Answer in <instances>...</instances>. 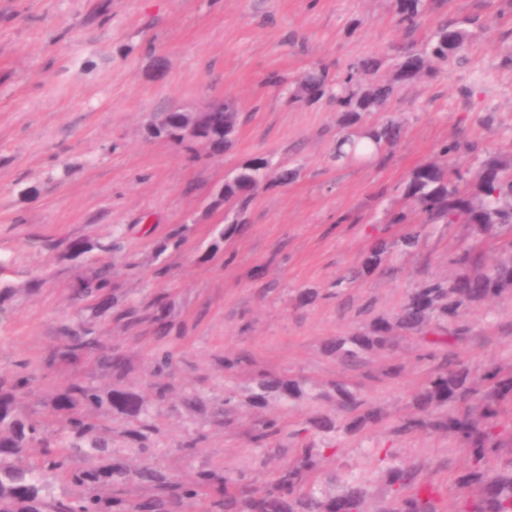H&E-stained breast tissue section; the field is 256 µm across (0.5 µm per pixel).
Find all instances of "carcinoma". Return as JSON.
Segmentation results:
<instances>
[{
	"instance_id": "cac0c4a2",
	"label": "carcinoma",
	"mask_w": 512,
	"mask_h": 512,
	"mask_svg": "<svg viewBox=\"0 0 512 512\" xmlns=\"http://www.w3.org/2000/svg\"><path fill=\"white\" fill-rule=\"evenodd\" d=\"M425 6L426 0H394L398 25L412 32ZM472 24V19L440 23L421 48L399 53L391 79H375L361 89L354 86L362 77L378 71L375 58L358 61L336 79L325 69L313 67L301 76L289 101L309 104L330 95L347 129L336 141L335 158H368L358 151L363 140L376 156L398 143L402 126L392 119L365 126L364 117L381 111L398 84L430 75L437 65L457 55L469 39L467 26ZM226 119L235 127L240 123V112L232 100L222 102L219 111L212 113L207 132L220 154L231 146V141L224 140ZM357 126L361 127L357 134L348 132ZM460 148L454 141L443 144L440 159L422 163L410 172L403 188L408 205L389 211L388 222L408 224L416 213L422 218V228L398 240L376 239L366 253L362 270L371 272L387 265L397 248L407 251L416 247L421 233L433 224H468L478 235L495 229L512 247V158L486 156L472 178L470 171L448 166V157ZM268 177L267 164L261 160L238 168L224 182V200L243 215L255 190ZM188 232L185 225L174 229L159 253L170 246L179 248ZM452 261L473 271L426 281L408 294L393 320L376 319L369 334L335 336L325 343V349L356 365L365 352L388 347L395 326L428 329L432 338L426 343L433 348L451 344L460 330L449 329L448 323L512 289V263L488 265L474 247L462 249ZM113 276L110 264L89 267L73 293V301L79 304L89 300L94 302L96 313L108 312L112 309ZM115 318L126 328L150 319L164 336L172 330L168 302L162 295L146 304L119 308ZM58 333L59 343L50 350L43 366L32 368L22 363L15 371L0 372V512H185L191 505L197 512H365L370 492L362 483L351 481L336 495L319 482L329 447L305 445L291 455L288 449H280L285 458L262 487L242 474L219 467L203 466L193 479L164 469L149 446L155 432L149 406H163L170 399L177 364L173 352L165 350L155 355L148 402L122 385L133 365L120 345L92 335L80 320L62 323ZM88 358L116 380L111 389L103 393L77 373L58 386H44L45 370L56 365L76 368ZM483 380L488 384L484 390L461 365L439 370L416 395L423 417L403 421L396 432L406 435L425 425L448 430L469 451L470 467L458 479L459 487L474 490L473 496L463 500L464 512H512V460L500 468L487 467L501 447V438L495 432L499 420L512 414V376L502 377L494 368L485 372ZM303 395L297 380L260 376L255 380L251 400L255 406L264 407L274 398L288 401ZM321 397L336 401V407L350 412L351 417L341 426L331 414H317L309 425L318 432L360 433L381 420L379 411L366 406L342 383H332ZM232 401L231 394L217 405L206 403L196 393L183 397L184 404L215 422L223 421L235 410ZM443 406L448 407V414L435 415ZM114 416L129 424L124 434L137 445L139 462L135 465L127 463L120 449L112 447L105 422ZM281 433L276 421L258 420L250 441L260 447L272 443ZM36 447L39 452L33 457L31 451ZM387 475L392 487L415 482L414 470L401 463L392 465ZM57 484L73 493L50 498L48 492ZM390 512H436L431 487H417L413 495L396 500Z\"/></svg>"
}]
</instances>
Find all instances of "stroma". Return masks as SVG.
Masks as SVG:
<instances>
[{"mask_svg":"<svg viewBox=\"0 0 512 512\" xmlns=\"http://www.w3.org/2000/svg\"><path fill=\"white\" fill-rule=\"evenodd\" d=\"M473 17L460 57L398 87L384 115L403 125V136L371 160L333 159L340 114L330 99L288 100L314 65L338 76L373 56L380 77L391 78L397 47L422 45L441 19ZM227 98L238 101L241 126L223 154L146 133L155 113ZM451 140L512 156V0H429L410 35L396 22L394 0H0V256L10 262L0 274L8 293L0 302V369L41 362L60 322L76 317L123 346L134 365L126 384L140 393L155 353L171 350L182 392L213 403L230 392L238 406L229 426L178 398L154 410L160 464L186 478L203 464L239 470L260 486L280 459L251 443L255 421L277 419L282 447L322 444L320 435L293 433L319 413L346 420L320 397L341 380L382 419L367 433L333 436L336 452L323 475L364 480L369 512H388L387 469L403 462L434 487L438 512H457L467 449L445 432L399 436L393 428L416 414L418 389L443 363L462 361L476 377L490 366L512 373V291L470 311L464 334L432 358L422 333L398 328L392 348L369 352L355 368L324 348L331 337L369 333L374 318H393L424 280L461 274L449 262L459 249L480 245L490 264L512 258L469 225L440 224L415 249L395 253L390 273L337 287L374 237L410 232L387 213L403 206L411 170ZM256 157L300 175L262 186L245 224L227 232L236 212L218 194ZM182 224L189 227L182 246L159 252ZM46 239L93 248L62 261L43 248ZM106 262L115 265L118 304L166 295L169 335L147 321L128 329L111 314L76 310L70 295L78 278ZM36 278L42 288L29 291ZM309 289L317 299L300 304ZM227 357L242 363L225 369ZM398 364L402 374L389 376ZM261 373L301 381L306 394L254 407L248 396ZM195 430L193 455L177 453Z\"/></svg>","mask_w":512,"mask_h":512,"instance_id":"1","label":"stroma"}]
</instances>
